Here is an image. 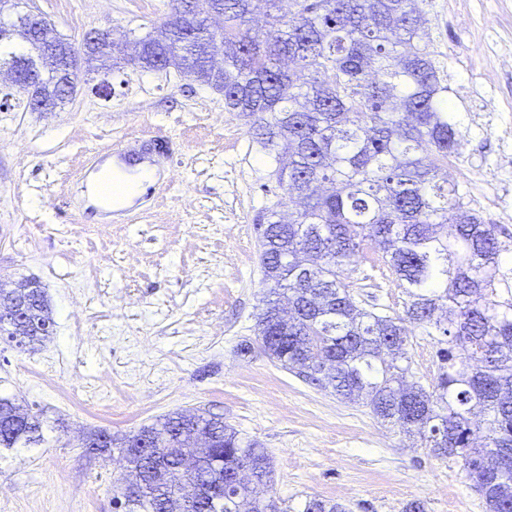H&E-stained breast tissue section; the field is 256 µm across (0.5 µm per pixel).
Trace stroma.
Wrapping results in <instances>:
<instances>
[{"mask_svg":"<svg viewBox=\"0 0 512 512\" xmlns=\"http://www.w3.org/2000/svg\"><path fill=\"white\" fill-rule=\"evenodd\" d=\"M64 37L108 28L125 43L156 28L161 0H27ZM425 41L463 133L448 170L465 203L512 235V0H421ZM0 85V282L38 280L54 330L35 351L0 343V395L43 413L42 444L0 454V512H115L119 451L81 445L174 411L222 416L269 454L262 493L284 512L333 499L348 512H485L460 462L439 459L362 403L336 399L260 349L267 290L255 218L297 203L221 94L127 61L91 73L64 105L30 111ZM161 158L162 193L102 232L77 172L119 140ZM342 282L379 311L406 299L380 254ZM412 381L433 388L437 345L410 328Z\"/></svg>","mask_w":512,"mask_h":512,"instance_id":"obj_1","label":"stroma"}]
</instances>
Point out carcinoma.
Returning a JSON list of instances; mask_svg holds the SVG:
<instances>
[{"instance_id": "obj_1", "label": "carcinoma", "mask_w": 512, "mask_h": 512, "mask_svg": "<svg viewBox=\"0 0 512 512\" xmlns=\"http://www.w3.org/2000/svg\"><path fill=\"white\" fill-rule=\"evenodd\" d=\"M280 2L196 0L195 14L180 17L168 0L167 35L136 40L141 70L172 68L222 94L224 111L273 156L277 187L302 199L288 219L272 211L259 229L269 284L261 348L336 397L365 400L377 420L420 437L436 457L461 459L487 512H512V283L499 269L508 244L437 178L461 132L448 121V85L420 34L418 0H291L287 13ZM214 9L224 14L220 66L208 58ZM30 27L56 52L57 67L40 76L54 107L77 88L80 67L49 21ZM23 51L0 38V61ZM366 244L405 289L404 315L366 308L340 280ZM33 284L22 308L29 347L47 338L40 323L50 318ZM407 322L441 345L431 391L408 380ZM18 409L0 397V450L44 442L42 413ZM137 435L149 447L125 436L101 449H118L140 479L135 498L114 491L124 512H285L237 484L241 469L251 484L269 482L271 463L223 418L175 412ZM205 483L216 505L188 508L183 493ZM302 512L346 507L314 498Z\"/></svg>"}]
</instances>
